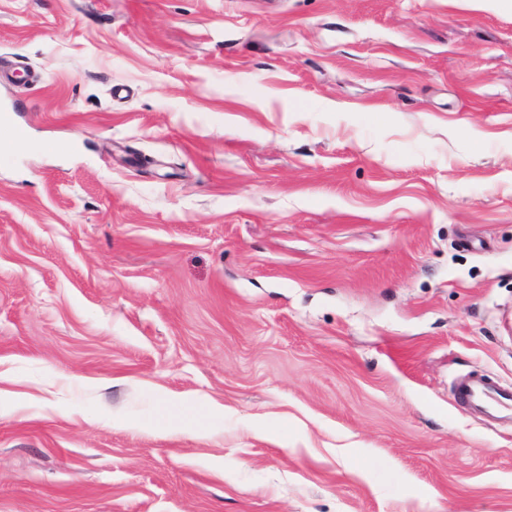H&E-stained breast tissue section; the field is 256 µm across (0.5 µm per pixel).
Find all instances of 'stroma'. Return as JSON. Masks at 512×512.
Listing matches in <instances>:
<instances>
[{"label": "stroma", "instance_id": "35a3bbf8", "mask_svg": "<svg viewBox=\"0 0 512 512\" xmlns=\"http://www.w3.org/2000/svg\"><path fill=\"white\" fill-rule=\"evenodd\" d=\"M0 63V512H512V0H0ZM457 396L462 402L484 411L512 409V390L492 392L481 381L461 384Z\"/></svg>", "mask_w": 512, "mask_h": 512}]
</instances>
